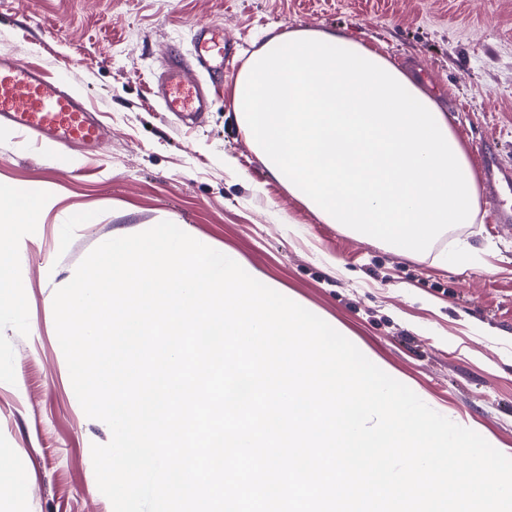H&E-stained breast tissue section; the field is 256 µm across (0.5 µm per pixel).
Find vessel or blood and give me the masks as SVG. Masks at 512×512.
Wrapping results in <instances>:
<instances>
[{
    "label": "vessel or blood",
    "mask_w": 512,
    "mask_h": 512,
    "mask_svg": "<svg viewBox=\"0 0 512 512\" xmlns=\"http://www.w3.org/2000/svg\"><path fill=\"white\" fill-rule=\"evenodd\" d=\"M227 52L223 28L208 26L197 34L192 61L171 53L156 84V93L167 111H209L211 99L203 78L223 72ZM1 124L40 146L76 144L93 151L104 137L102 126L78 91L7 55L0 56ZM482 158L487 185L498 195L512 192V169L500 162L495 149L485 146Z\"/></svg>",
    "instance_id": "1"
}]
</instances>
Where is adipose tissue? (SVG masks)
<instances>
[{"label": "adipose tissue", "mask_w": 512, "mask_h": 512, "mask_svg": "<svg viewBox=\"0 0 512 512\" xmlns=\"http://www.w3.org/2000/svg\"><path fill=\"white\" fill-rule=\"evenodd\" d=\"M235 119L267 172L320 220L401 254L478 221V179L451 117L382 48L342 30L270 36L237 76ZM58 199L0 186V311L20 310L16 224Z\"/></svg>", "instance_id": "adipose-tissue-1"}]
</instances>
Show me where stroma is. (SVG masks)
Listing matches in <instances>:
<instances>
[{
  "mask_svg": "<svg viewBox=\"0 0 512 512\" xmlns=\"http://www.w3.org/2000/svg\"><path fill=\"white\" fill-rule=\"evenodd\" d=\"M237 44L204 119L165 111L151 87L170 50L191 55L198 28ZM344 29L413 59L443 90L472 163L496 142L512 168V0H0V55L82 92L107 125L101 151L23 145L0 126V180L61 197L19 227L13 273L23 311L0 312V451L24 490L0 484V512H113L91 447L111 439L74 393L53 316L55 291L113 233L170 221L239 256L301 306L370 351L430 408L512 457V231L461 224L423 255L398 254L310 212L269 176L238 127L233 83L269 33ZM468 264H444L457 243Z\"/></svg>",
  "mask_w": 512,
  "mask_h": 512,
  "instance_id": "35a3bbf8",
  "label": "stroma"
}]
</instances>
